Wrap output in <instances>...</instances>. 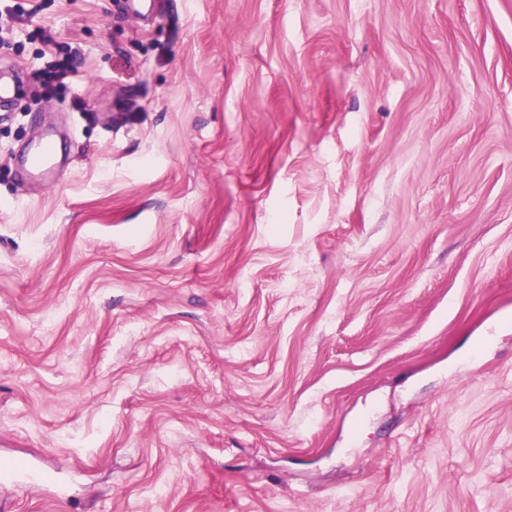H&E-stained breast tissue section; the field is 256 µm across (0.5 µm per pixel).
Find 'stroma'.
<instances>
[{
    "label": "stroma",
    "instance_id": "stroma-1",
    "mask_svg": "<svg viewBox=\"0 0 512 512\" xmlns=\"http://www.w3.org/2000/svg\"><path fill=\"white\" fill-rule=\"evenodd\" d=\"M24 5L0 512H512V0ZM73 54L67 50L63 58L58 59L47 65L45 68H39L34 71L33 77L46 91L51 94L57 86L63 84V80L71 71ZM54 82H57L54 85ZM53 148L47 139H43L36 149L27 157L25 169L30 173L41 174L47 183L53 184L54 165L52 163Z\"/></svg>",
    "mask_w": 512,
    "mask_h": 512
}]
</instances>
